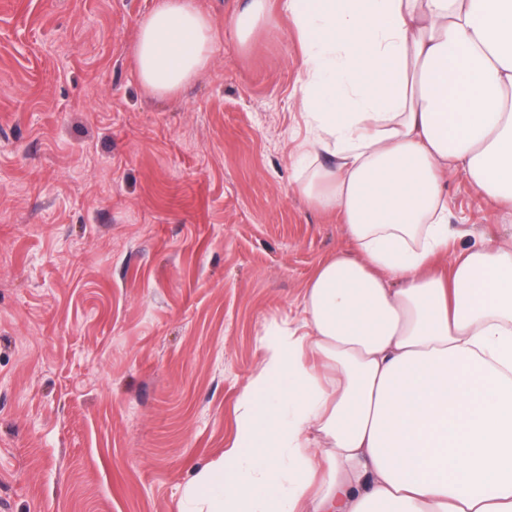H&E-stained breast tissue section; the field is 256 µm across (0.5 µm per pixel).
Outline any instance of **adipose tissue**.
<instances>
[{
  "label": "adipose tissue",
  "mask_w": 512,
  "mask_h": 512,
  "mask_svg": "<svg viewBox=\"0 0 512 512\" xmlns=\"http://www.w3.org/2000/svg\"><path fill=\"white\" fill-rule=\"evenodd\" d=\"M287 14L312 133L295 180L354 246L308 283L299 330L264 341L228 449L188 512H512V245L452 257L443 175L512 206V0H240L239 47ZM212 16L157 0L144 87L210 65Z\"/></svg>",
  "instance_id": "1"
}]
</instances>
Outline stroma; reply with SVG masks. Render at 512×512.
I'll use <instances>...</instances> for the list:
<instances>
[{
	"mask_svg": "<svg viewBox=\"0 0 512 512\" xmlns=\"http://www.w3.org/2000/svg\"><path fill=\"white\" fill-rule=\"evenodd\" d=\"M155 0H0V512H181L314 270L352 245L293 179L295 27L160 98L134 44ZM454 249L512 212L445 177Z\"/></svg>",
	"mask_w": 512,
	"mask_h": 512,
	"instance_id": "35a3bbf8",
	"label": "stroma"
}]
</instances>
